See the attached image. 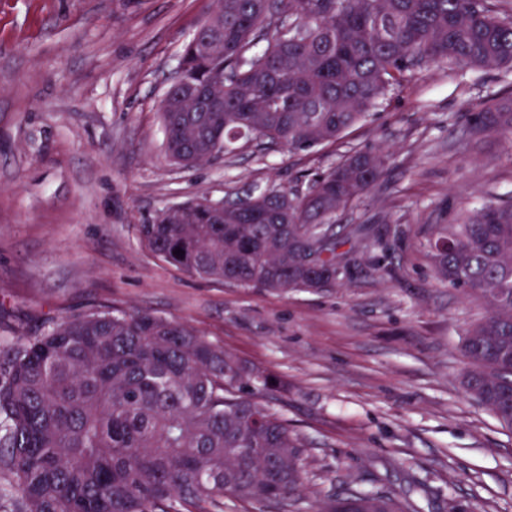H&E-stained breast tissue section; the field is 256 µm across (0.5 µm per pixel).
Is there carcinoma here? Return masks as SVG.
I'll return each instance as SVG.
<instances>
[{"label": "carcinoma", "mask_w": 512, "mask_h": 512, "mask_svg": "<svg viewBox=\"0 0 512 512\" xmlns=\"http://www.w3.org/2000/svg\"><path fill=\"white\" fill-rule=\"evenodd\" d=\"M218 25L191 39L159 119L184 168L236 142L307 151L365 120L424 65L512 69V0H222ZM512 134V102L472 115ZM385 157L355 150L307 192L273 187L169 208L140 227L164 262L201 279L279 291L335 287L346 275L336 212L380 177ZM440 278L487 315L463 343L468 393L512 425V204L492 200L432 224ZM180 249L182 254L173 251ZM0 365V463L14 512H194L278 504L302 480L301 444L257 392L273 380L194 329L101 305L49 318L7 344ZM317 512H419L390 493L347 492Z\"/></svg>", "instance_id": "carcinoma-1"}]
</instances>
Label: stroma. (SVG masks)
<instances>
[{
    "instance_id": "35a3bbf8",
    "label": "stroma",
    "mask_w": 512,
    "mask_h": 512,
    "mask_svg": "<svg viewBox=\"0 0 512 512\" xmlns=\"http://www.w3.org/2000/svg\"><path fill=\"white\" fill-rule=\"evenodd\" d=\"M210 0H0V336L111 305L182 322L274 375L259 397L302 444L283 505L387 491L421 512H512V428L463 384L482 301L441 281L425 229L512 201V140L471 115L512 97V71L429 66L363 122L311 151L240 147L193 169L164 155L158 108ZM387 157L336 226L397 225L385 248L351 239L341 286L242 288L154 256L139 227L162 208L270 187L305 190L354 149Z\"/></svg>"
}]
</instances>
